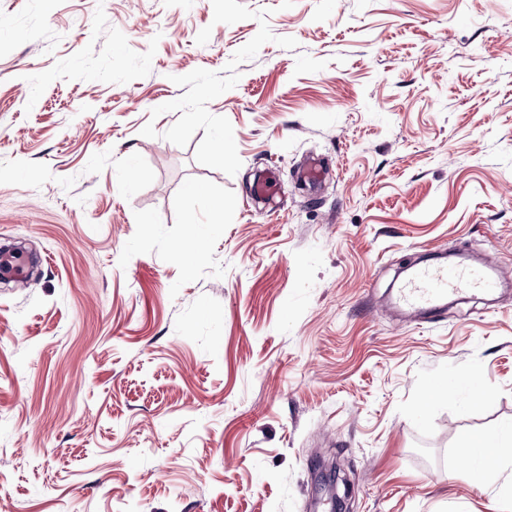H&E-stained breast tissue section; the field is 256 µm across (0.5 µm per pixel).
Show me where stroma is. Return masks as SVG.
I'll list each match as a JSON object with an SVG mask.
<instances>
[{
	"label": "stroma",
	"mask_w": 512,
	"mask_h": 512,
	"mask_svg": "<svg viewBox=\"0 0 512 512\" xmlns=\"http://www.w3.org/2000/svg\"><path fill=\"white\" fill-rule=\"evenodd\" d=\"M1 244L0 512H512V0H0ZM0 270L2 276L10 278L20 288L27 283L28 263L21 251L2 248ZM511 265L502 266L496 278L470 267H421L398 288L394 304L408 310L435 308L455 292L479 293L491 290L499 278H510ZM512 427L479 433L460 448L468 459L463 475L473 481L493 476L507 460L512 462Z\"/></svg>",
	"instance_id": "stroma-1"
}]
</instances>
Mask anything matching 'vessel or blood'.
<instances>
[{
  "label": "vessel or blood",
  "instance_id": "vessel-or-blood-1",
  "mask_svg": "<svg viewBox=\"0 0 512 512\" xmlns=\"http://www.w3.org/2000/svg\"><path fill=\"white\" fill-rule=\"evenodd\" d=\"M0 275L10 278L17 286H25L28 263L23 252L15 249L0 251ZM512 276V267L502 266L496 277H488L481 270L470 267H421L398 288L394 297L396 306L408 310L435 309L448 296L458 292L479 293L491 290L497 278Z\"/></svg>",
  "mask_w": 512,
  "mask_h": 512
}]
</instances>
